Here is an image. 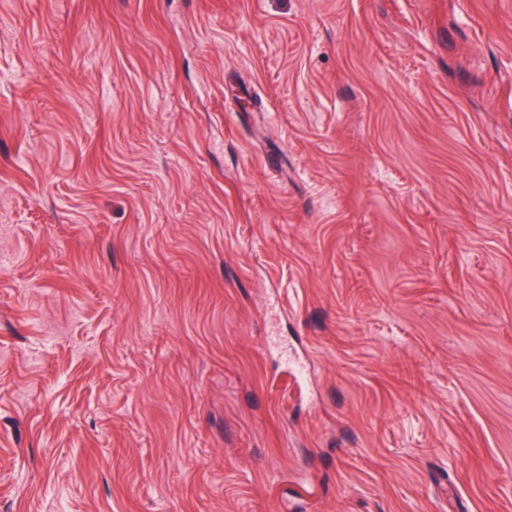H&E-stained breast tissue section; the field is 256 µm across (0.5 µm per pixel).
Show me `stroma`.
I'll return each instance as SVG.
<instances>
[{"mask_svg":"<svg viewBox=\"0 0 512 512\" xmlns=\"http://www.w3.org/2000/svg\"><path fill=\"white\" fill-rule=\"evenodd\" d=\"M0 512H512V0H0Z\"/></svg>","mask_w":512,"mask_h":512,"instance_id":"1","label":"stroma"}]
</instances>
